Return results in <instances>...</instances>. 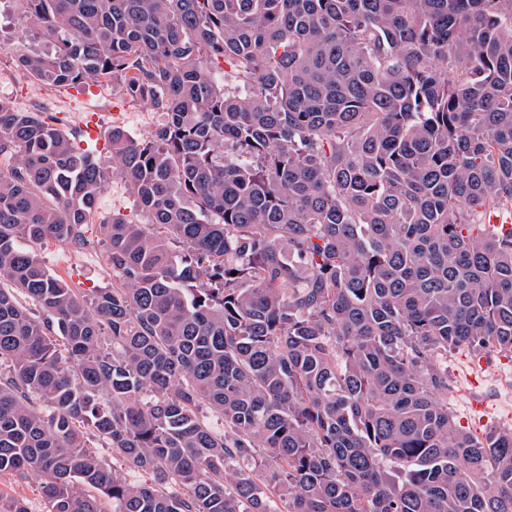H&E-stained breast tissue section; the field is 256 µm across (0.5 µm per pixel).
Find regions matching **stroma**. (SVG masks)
Wrapping results in <instances>:
<instances>
[{"instance_id": "35a3bbf8", "label": "stroma", "mask_w": 512, "mask_h": 512, "mask_svg": "<svg viewBox=\"0 0 512 512\" xmlns=\"http://www.w3.org/2000/svg\"><path fill=\"white\" fill-rule=\"evenodd\" d=\"M43 45L15 0H0V97L9 99L18 110L44 111V100L29 96L31 90L42 91L44 99L59 105L61 129L79 135L86 145L102 141L115 122L137 138L144 137L145 123H157V114H145L142 106L129 103L109 85L80 94L16 67L18 55ZM85 235L92 241L86 249L75 252L49 241L38 245L37 251L54 275L87 296L92 289L111 287L112 275L105 265L98 224L87 225ZM448 380V409L458 425L478 437L493 426L512 427V353L492 352L479 358L465 348L449 352Z\"/></svg>"}]
</instances>
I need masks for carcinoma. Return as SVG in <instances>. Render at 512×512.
I'll use <instances>...</instances> for the list:
<instances>
[{"label":"carcinoma","instance_id":"cac0c4a2","mask_svg":"<svg viewBox=\"0 0 512 512\" xmlns=\"http://www.w3.org/2000/svg\"><path fill=\"white\" fill-rule=\"evenodd\" d=\"M17 5L55 43L18 69L159 122L109 168L0 101V477L46 512H512V428L448 410V352L512 351V0ZM111 172L146 221L100 223L87 300L34 246L90 245ZM98 455H100L103 458H106L109 463L112 465V467L117 470L118 472L124 473L126 477H128L130 480L134 482L139 483H150L152 480V474L149 471H143V470H129L125 462L118 458L113 457L112 453L108 448H93ZM0 490L4 496L19 497L25 499L31 512H43L45 508L44 498L41 493V480L34 474H29L26 479H18L7 476L0 479Z\"/></svg>","mask_w":512,"mask_h":512}]
</instances>
